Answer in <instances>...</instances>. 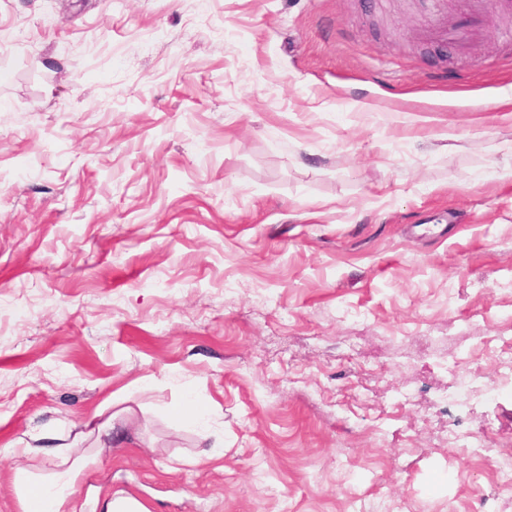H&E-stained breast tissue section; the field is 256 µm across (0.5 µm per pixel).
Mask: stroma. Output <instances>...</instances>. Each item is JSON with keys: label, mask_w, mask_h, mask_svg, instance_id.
Listing matches in <instances>:
<instances>
[{"label": "stroma", "mask_w": 512, "mask_h": 512, "mask_svg": "<svg viewBox=\"0 0 512 512\" xmlns=\"http://www.w3.org/2000/svg\"><path fill=\"white\" fill-rule=\"evenodd\" d=\"M438 6L0 0V512L44 432L79 512H512V0ZM484 27V20L481 15H473L465 22L457 25L448 32V27L440 17L435 19L433 33L442 40H451L458 44H464L474 36L478 35ZM488 469L495 477L496 483L506 490H512V456L501 457L483 455Z\"/></svg>", "instance_id": "1"}]
</instances>
